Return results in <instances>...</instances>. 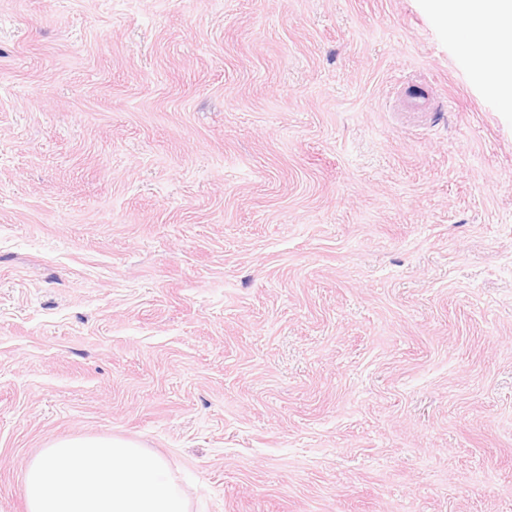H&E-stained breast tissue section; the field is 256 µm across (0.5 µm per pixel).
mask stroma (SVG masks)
Wrapping results in <instances>:
<instances>
[{"mask_svg":"<svg viewBox=\"0 0 512 512\" xmlns=\"http://www.w3.org/2000/svg\"><path fill=\"white\" fill-rule=\"evenodd\" d=\"M460 28L0 0V512L74 435L191 512H512V111Z\"/></svg>","mask_w":512,"mask_h":512,"instance_id":"stroma-1","label":"stroma"}]
</instances>
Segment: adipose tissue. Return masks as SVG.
Instances as JSON below:
<instances>
[{
  "label": "adipose tissue",
  "mask_w": 512,
  "mask_h": 512,
  "mask_svg": "<svg viewBox=\"0 0 512 512\" xmlns=\"http://www.w3.org/2000/svg\"><path fill=\"white\" fill-rule=\"evenodd\" d=\"M435 9L439 16L456 15L468 21L462 49L476 72L492 76L496 95L512 109V57L496 47L484 49L479 40L489 18L512 20V0H435Z\"/></svg>",
  "instance_id": "adipose-tissue-1"
}]
</instances>
